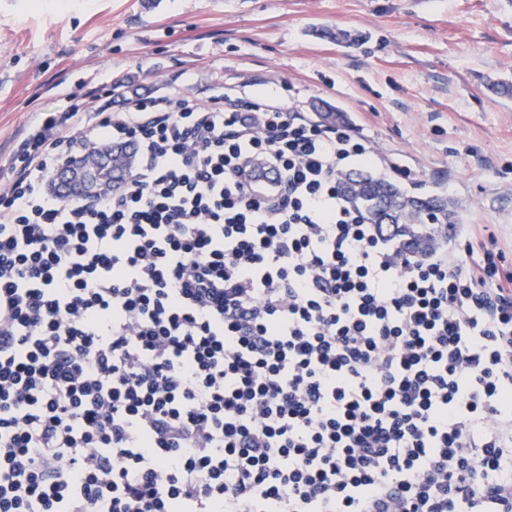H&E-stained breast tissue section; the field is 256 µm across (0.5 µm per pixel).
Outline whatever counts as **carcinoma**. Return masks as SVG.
Masks as SVG:
<instances>
[{
  "instance_id": "obj_1",
  "label": "carcinoma",
  "mask_w": 512,
  "mask_h": 512,
  "mask_svg": "<svg viewBox=\"0 0 512 512\" xmlns=\"http://www.w3.org/2000/svg\"><path fill=\"white\" fill-rule=\"evenodd\" d=\"M340 184L369 223L399 225L397 235L416 249L446 241L445 227L456 223L458 205L446 197L414 196L384 177L363 173H343Z\"/></svg>"
}]
</instances>
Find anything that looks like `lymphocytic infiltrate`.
<instances>
[{"instance_id":"lymphocytic-infiltrate-1","label":"lymphocytic infiltrate","mask_w":512,"mask_h":512,"mask_svg":"<svg viewBox=\"0 0 512 512\" xmlns=\"http://www.w3.org/2000/svg\"><path fill=\"white\" fill-rule=\"evenodd\" d=\"M102 143L133 169L63 196ZM369 156L270 94L37 113L0 168V512H512V273L484 225L367 223ZM57 178L65 193L69 192L70 186L80 190L81 185L83 187V192L86 194L107 188L105 185L95 184L90 177L77 168H74L73 170L67 169V164L59 170ZM78 183H80V185Z\"/></svg>"}]
</instances>
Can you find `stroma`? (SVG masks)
I'll return each instance as SVG.
<instances>
[{"instance_id":"1","label":"stroma","mask_w":512,"mask_h":512,"mask_svg":"<svg viewBox=\"0 0 512 512\" xmlns=\"http://www.w3.org/2000/svg\"><path fill=\"white\" fill-rule=\"evenodd\" d=\"M0 0V165L31 113L97 105L113 77L138 95L267 90L332 108L370 174L459 201L512 271V0Z\"/></svg>"}]
</instances>
